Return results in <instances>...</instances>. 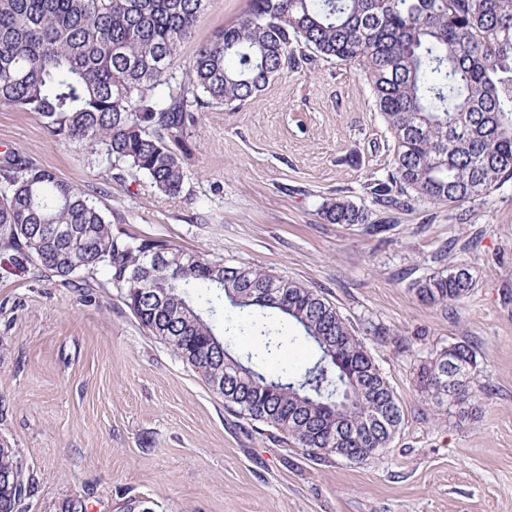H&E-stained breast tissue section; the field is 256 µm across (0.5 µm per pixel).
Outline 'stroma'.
<instances>
[{"instance_id":"1","label":"stroma","mask_w":512,"mask_h":512,"mask_svg":"<svg viewBox=\"0 0 512 512\" xmlns=\"http://www.w3.org/2000/svg\"><path fill=\"white\" fill-rule=\"evenodd\" d=\"M248 0H209L180 48L193 57ZM392 140L352 68L288 73L239 108L199 117L183 195L146 177L106 179L56 142L38 115L0 108V154L17 151L93 196L114 229L257 265L317 290L355 329L393 389L403 421L379 460H316L225 409L148 336L103 273L89 292L0 258V440L18 450L22 512H512V180L473 202L411 200L386 210ZM345 198L384 225L331 224ZM468 269L461 304L427 306L409 287L445 265ZM477 352L474 419L438 415L417 384L448 345Z\"/></svg>"}]
</instances>
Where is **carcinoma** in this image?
I'll list each match as a JSON object with an SVG mask.
<instances>
[{
    "label": "carcinoma",
    "instance_id": "obj_1",
    "mask_svg": "<svg viewBox=\"0 0 512 512\" xmlns=\"http://www.w3.org/2000/svg\"><path fill=\"white\" fill-rule=\"evenodd\" d=\"M207 0H0V107L37 113L55 141L83 151L105 172L145 176L180 196L184 156L199 113L237 106L272 80L319 62L354 68L371 88L393 140L389 178L367 184L392 203L393 188L423 201H475L512 178V0H249L245 16L217 31L187 62L181 44ZM183 84L156 90L167 71ZM331 224H366L343 199L321 208ZM184 248L128 235L90 194L15 151L0 156V251L88 288L101 271L144 331L167 345L252 424L291 439L316 459L379 458L403 420L391 386L363 339L326 297L260 266H226L201 253L192 263L153 265L148 254ZM467 269L447 266L412 284L425 305L461 303ZM267 311L318 354L313 365L264 371L297 340L266 324L220 321L224 305ZM250 335L260 353L234 352ZM467 369L451 377V366ZM476 353L463 342L417 372L421 393L459 420L477 414ZM17 449L0 443V475L20 473ZM26 491L0 482V512H20Z\"/></svg>",
    "mask_w": 512,
    "mask_h": 512
}]
</instances>
